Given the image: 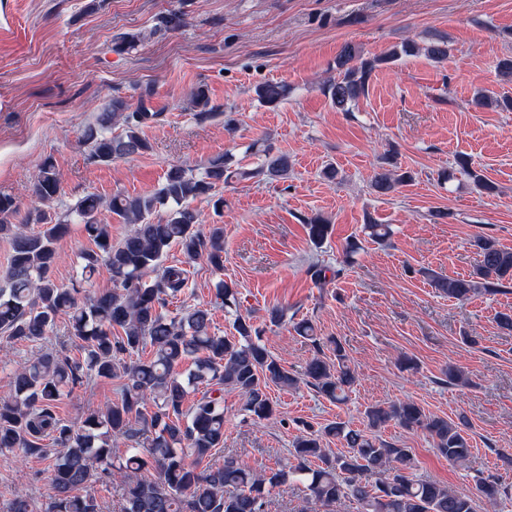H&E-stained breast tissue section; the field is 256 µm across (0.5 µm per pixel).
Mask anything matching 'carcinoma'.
I'll return each instance as SVG.
<instances>
[{
  "label": "carcinoma",
  "instance_id": "1",
  "mask_svg": "<svg viewBox=\"0 0 512 512\" xmlns=\"http://www.w3.org/2000/svg\"><path fill=\"white\" fill-rule=\"evenodd\" d=\"M422 54L443 63L448 60V40L432 38L422 44L407 42L382 57H366L352 44H345L336 57L339 78L326 89L336 109L349 112L366 94L372 73L403 55ZM255 93L260 103L276 106L288 98L286 84L266 83ZM190 105L204 116L212 112L208 89L199 85L189 92ZM153 114L145 103L136 108L114 97L86 125L83 141L91 158L100 163L142 154L150 149L140 127ZM118 134L112 133L115 126ZM263 161L253 171L230 170V158L218 155L196 173L182 165L170 167L159 190L149 195L117 193L109 199L96 194L80 198L63 216L35 208L14 224L15 200L0 195V234L12 241L10 271L0 287V333L14 341L41 343L53 331L59 316L68 317L69 336L82 342L84 360H63L45 350L33 360L17 365L13 372L14 396L0 400V450L18 449L38 454L44 449L35 440L52 436L57 442L51 476L53 495L45 512H99L92 498L80 494L91 481L119 480L122 512H265L270 489L295 480L305 484L310 498L334 507L354 500L360 512H499L512 503V490L493 475L476 479L477 494L452 490L439 482L414 476L410 449L388 442L379 432L394 423L427 433L438 454L455 464L468 461L472 448L468 423L431 416L413 401L374 404L366 408L363 429L335 421L314 429L301 422L293 442L292 460L268 473H257L233 456L221 463L200 464L224 447V396L228 386L244 397V411L262 421L274 413L267 392L269 385L292 389L298 379L261 343L260 330L246 318L235 315L234 336L211 331L210 312L187 306L172 315L168 299L188 288L187 270L164 264L171 245L180 247L186 262L206 260L216 269L224 267V230L215 225L209 235L198 230L201 214L191 207L206 198L214 210L224 207L216 189L235 175L270 179L288 177L292 164L285 153L261 149ZM411 181L397 167H381L371 177L379 196H389ZM60 190V172L52 159L43 161L33 187L34 196L50 203ZM167 216L153 219L161 208ZM107 209L132 225L121 240L112 242L108 225L99 220ZM83 225L95 248L77 255L72 286L56 283L50 275L57 263L56 241L66 234L71 219ZM41 224L43 230L28 231ZM310 240L321 244L331 224L321 217L309 219ZM473 246L479 256L466 276L448 277L425 272L440 294L459 301L479 295L512 290V250L490 236L479 235ZM112 276L113 289L80 297L82 281L100 267ZM336 362L322 351L305 369L306 383L326 399L341 403L356 381L341 345ZM192 361L183 377L177 367ZM443 382L468 386V377L450 365ZM125 380L118 401L103 411L90 412L81 427L73 429L52 410L55 402L91 378ZM204 385L208 390L188 412L183 404L189 390ZM154 410L147 411V403ZM147 445L140 448V437ZM343 440L347 451L332 456L323 439ZM122 439L132 446L117 454L113 442Z\"/></svg>",
  "mask_w": 512,
  "mask_h": 512
}]
</instances>
